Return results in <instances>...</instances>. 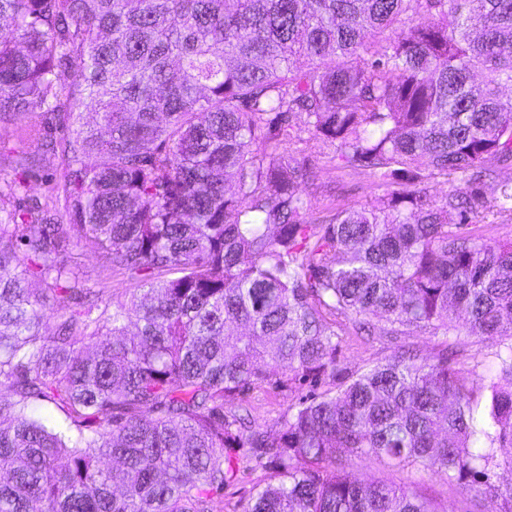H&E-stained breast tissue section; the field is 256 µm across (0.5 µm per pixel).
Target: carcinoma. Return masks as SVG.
Returning a JSON list of instances; mask_svg holds the SVG:
<instances>
[{
  "mask_svg": "<svg viewBox=\"0 0 512 512\" xmlns=\"http://www.w3.org/2000/svg\"><path fill=\"white\" fill-rule=\"evenodd\" d=\"M0 20V113L33 116L36 138L67 128L50 154L68 216L17 203L21 179L0 189V512H209L253 459L272 473L246 512H442L354 459L512 512V484L490 483L512 470V240L460 232L512 224V0H0ZM298 115L336 168L390 187L383 207L311 220ZM436 173L463 182L439 205ZM75 240L109 255L96 283L135 287L88 300L104 289L62 260ZM338 318L445 347L273 433L224 413L334 374ZM464 337L496 346L474 378ZM350 469L366 478L384 479L416 487L433 498L440 510H447L445 512H462L469 509L474 495L473 491L448 486L443 475L431 471L391 470L375 460L356 461Z\"/></svg>",
  "mask_w": 512,
  "mask_h": 512,
  "instance_id": "1",
  "label": "carcinoma"
}]
</instances>
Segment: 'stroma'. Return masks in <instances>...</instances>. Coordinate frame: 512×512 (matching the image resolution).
<instances>
[{
    "mask_svg": "<svg viewBox=\"0 0 512 512\" xmlns=\"http://www.w3.org/2000/svg\"><path fill=\"white\" fill-rule=\"evenodd\" d=\"M27 127L28 120L21 115L0 119V186L25 179L29 197L49 208H60L61 162L46 158L44 141L31 139ZM305 156L311 174L303 191L308 194L314 212L329 215L340 208L360 203L378 206L384 201L386 187L335 168L320 154L315 143H308ZM339 341L335 377L339 384L375 363L393 359L400 351L409 349L428 357L444 347L443 337L427 334L394 338L376 332L361 337L354 335L347 323L342 326ZM313 389V384L306 383L289 389L254 390L243 401L226 403L224 409L247 416L254 429L273 431L289 406L305 398ZM353 471L368 478L416 487L434 499L440 512H468L471 506V492L449 486L443 475L430 471L391 470L375 460L354 462ZM270 473L267 465L253 461L246 463L237 480L225 486L223 494L214 499L212 512H244L251 495L267 482Z\"/></svg>",
    "mask_w": 512,
    "mask_h": 512,
    "instance_id": "1",
    "label": "stroma"
}]
</instances>
